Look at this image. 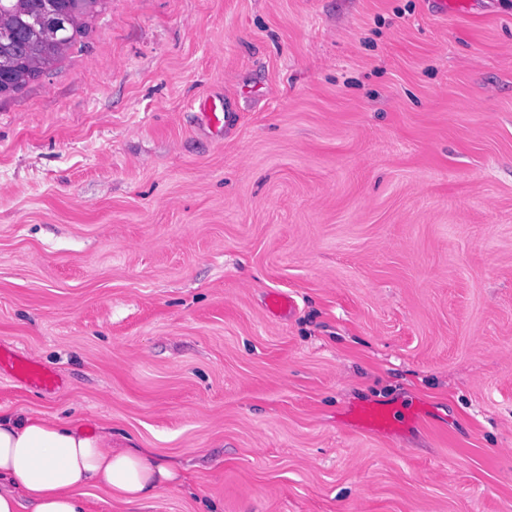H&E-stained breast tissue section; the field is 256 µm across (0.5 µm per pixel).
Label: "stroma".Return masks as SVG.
<instances>
[{
    "label": "stroma",
    "mask_w": 512,
    "mask_h": 512,
    "mask_svg": "<svg viewBox=\"0 0 512 512\" xmlns=\"http://www.w3.org/2000/svg\"><path fill=\"white\" fill-rule=\"evenodd\" d=\"M459 2L106 0L0 94V348L59 380L0 408L179 462L143 512H512V0ZM398 411L369 407L362 411L364 427L371 430H384L390 428L397 418Z\"/></svg>",
    "instance_id": "stroma-1"
}]
</instances>
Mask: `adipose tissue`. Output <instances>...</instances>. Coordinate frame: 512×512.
<instances>
[{
    "label": "adipose tissue",
    "mask_w": 512,
    "mask_h": 512,
    "mask_svg": "<svg viewBox=\"0 0 512 512\" xmlns=\"http://www.w3.org/2000/svg\"><path fill=\"white\" fill-rule=\"evenodd\" d=\"M181 479L143 450L114 448L111 433L39 412L0 411V512H89L94 490L120 512H142Z\"/></svg>",
    "instance_id": "adipose-tissue-1"
}]
</instances>
